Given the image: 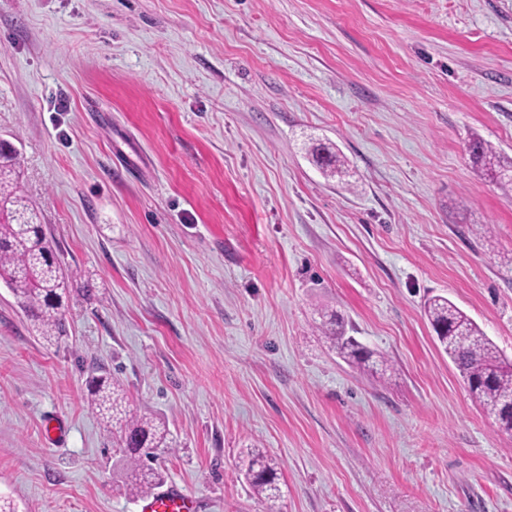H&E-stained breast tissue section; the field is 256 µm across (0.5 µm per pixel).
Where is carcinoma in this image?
I'll use <instances>...</instances> for the list:
<instances>
[{
    "instance_id": "obj_1",
    "label": "carcinoma",
    "mask_w": 512,
    "mask_h": 512,
    "mask_svg": "<svg viewBox=\"0 0 512 512\" xmlns=\"http://www.w3.org/2000/svg\"><path fill=\"white\" fill-rule=\"evenodd\" d=\"M473 168L503 187H512V160L497 155L487 142L474 138L465 147ZM315 165L324 173H339L345 160L333 145L321 143L312 150ZM20 153L0 148V283L13 293L36 336L52 344L66 332L65 308L68 280L43 230L33 205L19 189ZM425 315L443 351L462 375L471 398L493 416L502 432L512 435V362L494 342L447 297L436 295L424 305ZM319 329L331 348L357 366L387 370L386 360L346 334L338 313L322 315ZM88 398L106 431L121 452L127 486L137 496L152 493L159 473L149 465L158 448L171 447L166 426L130 404L124 385L108 375L87 381ZM242 472L267 512H280L284 498L282 463L258 448L241 457Z\"/></svg>"
}]
</instances>
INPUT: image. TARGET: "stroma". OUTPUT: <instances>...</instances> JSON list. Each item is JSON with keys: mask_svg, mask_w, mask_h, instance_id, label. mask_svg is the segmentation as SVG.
I'll use <instances>...</instances> for the list:
<instances>
[{"mask_svg": "<svg viewBox=\"0 0 512 512\" xmlns=\"http://www.w3.org/2000/svg\"><path fill=\"white\" fill-rule=\"evenodd\" d=\"M476 136L512 158V0H0V137L69 276L52 345L0 285V496L140 512L88 402L108 373L201 512H265L249 448L282 512H512V436L423 311L512 360V190ZM473 168L481 175L503 187L512 188V159L505 161L494 148L479 138L470 140L465 147ZM312 157L317 168L324 173H341V166L345 164L343 157L331 144L320 143L315 146ZM318 328L328 340L331 348L343 358L366 370L377 372L379 369L377 366L381 371L387 370L386 360L381 357L373 360L375 354L373 351L364 347L355 337L347 336L344 318L337 312L323 314ZM241 467L253 494L267 504L266 512H280L278 504L285 496L280 460L259 448H250L241 457Z\"/></svg>", "mask_w": 512, "mask_h": 512, "instance_id": "1", "label": "stroma"}]
</instances>
